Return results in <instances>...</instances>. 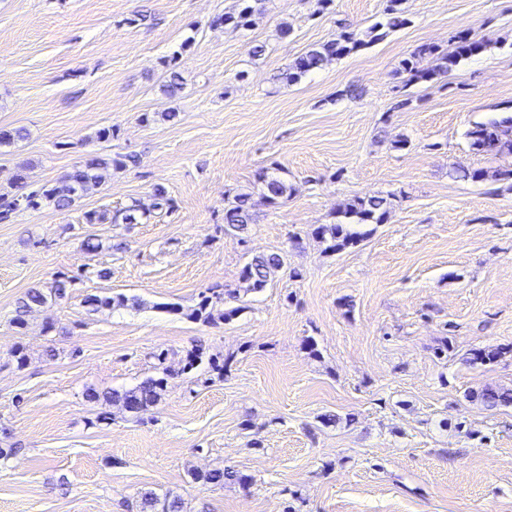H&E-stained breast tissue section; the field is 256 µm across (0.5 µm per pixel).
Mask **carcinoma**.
<instances>
[{
	"label": "carcinoma",
	"mask_w": 512,
	"mask_h": 512,
	"mask_svg": "<svg viewBox=\"0 0 512 512\" xmlns=\"http://www.w3.org/2000/svg\"><path fill=\"white\" fill-rule=\"evenodd\" d=\"M402 0H386L383 19L367 30V36L372 40H381L396 28L406 23L401 8ZM362 44L355 31H344L334 40L328 41L317 48L309 50L305 55L297 58L288 67L285 79L293 82L303 74L320 68L333 57L342 56ZM485 44L481 40L471 39L465 35L458 36V46L455 53L439 54L433 45H424L410 57L400 62L396 73L405 76L407 83L430 82L438 76L448 72L450 66L457 59L467 55L479 53ZM428 58L438 60L434 66H424L423 61ZM168 84L166 92L173 96L183 89V79L176 70L175 58L167 60ZM467 136L471 146L478 152L495 154H512V114L504 115L490 123H477L468 130ZM139 158L135 154L110 155L96 154L87 159L81 166L64 174L50 184L40 187L28 185L27 176L19 174L15 179V191L0 193V223L9 220L11 214L18 210H37L43 206H51L57 210L65 211L74 207L82 197L91 189L104 184L111 176L112 170L135 166ZM451 175L463 180L484 181H511L512 169L495 170L493 172L482 169L470 170L461 166L454 167ZM257 179L265 185L266 193L263 195L266 203L276 205L287 192L284 180L262 170L258 172ZM391 197L388 195H373L357 197L344 204L338 211V220L331 224H323L317 228L323 241L327 243L326 250L330 253L341 252L355 246L363 240L364 233L355 230L357 226L382 224L387 221L391 210ZM173 207V200L167 192L157 188L153 193V202L146 206L135 201L127 206L112 212L113 224H143L149 222L156 212L169 210ZM252 194L242 192L237 194L233 201L224 207V234L238 236L247 229L253 221ZM289 274L292 278L301 277V272L295 268L288 269V255L285 252H270L260 254L242 267L240 279L246 284V290L259 292L270 285L276 278ZM73 277L60 274L48 288H30L18 299L11 322L17 328H23L28 318L49 302L63 298L70 288ZM228 299H236L235 292L227 293L218 290H208L200 295L196 306L191 309L187 317L204 323L214 324L219 320H228L235 316L241 307L224 308ZM138 304V299H129L123 295L86 297L85 304L92 312H99L115 307H126L128 304ZM207 362L210 369L222 373L227 370L228 361L216 354L209 356L201 347L187 351L183 370L194 368V365ZM168 368H163V376H149L139 384L122 390L110 389L99 391L88 388L85 397L91 402L105 401L118 404L130 413H144L156 406L165 392ZM472 398L480 401L488 408L512 405V388L486 387L474 394ZM197 479L213 485L234 483L243 485L249 476L237 469L226 466L222 469H213L197 476ZM183 503L180 499L164 495L144 494L141 498L140 512H182Z\"/></svg>",
	"instance_id": "cac0c4a2"
}]
</instances>
